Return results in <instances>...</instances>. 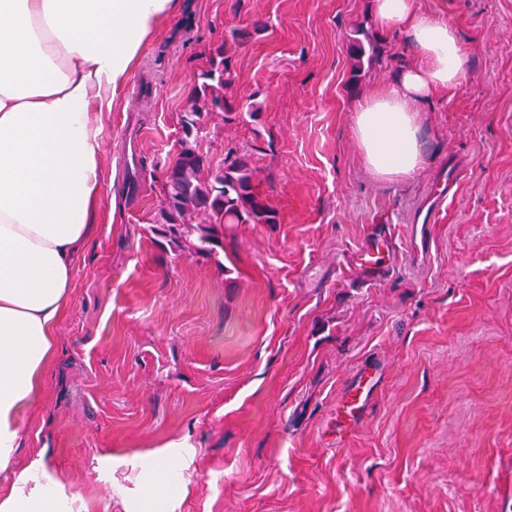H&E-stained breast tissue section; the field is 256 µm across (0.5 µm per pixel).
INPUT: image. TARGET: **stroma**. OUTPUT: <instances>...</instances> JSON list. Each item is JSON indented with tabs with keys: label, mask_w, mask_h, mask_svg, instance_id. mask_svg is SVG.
Masks as SVG:
<instances>
[{
	"label": "stroma",
	"mask_w": 512,
	"mask_h": 512,
	"mask_svg": "<svg viewBox=\"0 0 512 512\" xmlns=\"http://www.w3.org/2000/svg\"><path fill=\"white\" fill-rule=\"evenodd\" d=\"M373 2L183 0L159 25L97 118V228L17 469L44 460L86 512H145L142 456L182 443L162 512H512V0H416L455 26L464 70L425 105L429 162L400 181L353 136L361 94L415 62ZM359 28L384 54L356 79ZM223 45L258 110L212 115L199 151L211 171L247 154L278 221L225 226L214 259L158 220L180 114ZM451 172L456 196L416 224ZM379 231L395 252L372 280L354 256Z\"/></svg>",
	"instance_id": "stroma-1"
}]
</instances>
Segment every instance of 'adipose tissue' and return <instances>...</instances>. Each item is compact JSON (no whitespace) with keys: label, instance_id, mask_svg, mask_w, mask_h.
I'll list each match as a JSON object with an SVG mask.
<instances>
[{"label":"adipose tissue","instance_id":"1","mask_svg":"<svg viewBox=\"0 0 512 512\" xmlns=\"http://www.w3.org/2000/svg\"><path fill=\"white\" fill-rule=\"evenodd\" d=\"M181 0H0V512H75L43 460L11 470L23 411L55 354L75 259L102 191L101 128L158 24ZM417 62L366 92L354 137L366 167L397 181L426 161L424 105L459 83L453 24L415 0H375Z\"/></svg>","mask_w":512,"mask_h":512}]
</instances>
